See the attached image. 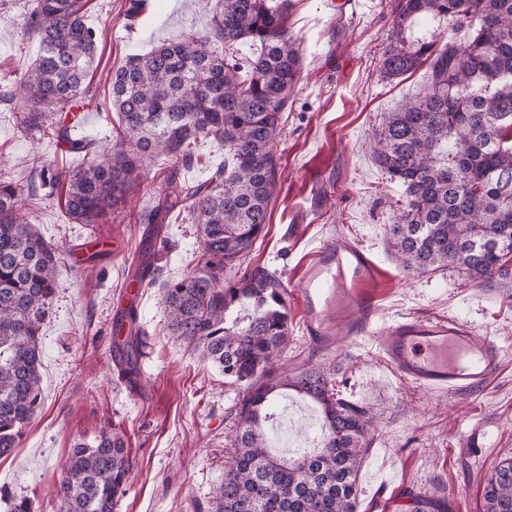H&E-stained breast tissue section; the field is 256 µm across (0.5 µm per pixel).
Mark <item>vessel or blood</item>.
<instances>
[{"label": "vessel or blood", "mask_w": 512, "mask_h": 512, "mask_svg": "<svg viewBox=\"0 0 512 512\" xmlns=\"http://www.w3.org/2000/svg\"><path fill=\"white\" fill-rule=\"evenodd\" d=\"M380 269L353 242H320L306 266L297 299L305 331L322 350L370 334L380 314ZM382 361L404 379L432 392L457 393L484 385L500 369L502 349L477 340L453 316L407 314L395 318L378 344Z\"/></svg>", "instance_id": "b4317fda"}]
</instances>
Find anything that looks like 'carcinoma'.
Segmentation results:
<instances>
[{
    "label": "carcinoma",
    "mask_w": 512,
    "mask_h": 512,
    "mask_svg": "<svg viewBox=\"0 0 512 512\" xmlns=\"http://www.w3.org/2000/svg\"><path fill=\"white\" fill-rule=\"evenodd\" d=\"M391 45L383 66L399 77L425 65L423 95L384 119L374 146L377 165L399 183L406 205L388 225L390 249L407 272L451 266L477 286L509 274L512 255V0H394ZM85 0H32L23 36L39 55L19 87L21 124L70 144L90 160L75 170L43 171L45 196L64 190L78 224L125 203L146 162L173 163L166 188L149 201L146 224L187 213L201 238L192 271L164 288L173 333L199 348L224 377L244 386L235 407L234 453L207 512H356L358 474L370 448L371 410L340 396L323 368L288 373L277 366L288 346V291L263 268L223 281L224 267L266 234L276 187L274 143L295 92L300 55L288 35L292 0H219L209 30L131 55L96 102L113 112L119 133L103 154L71 138L87 100L98 31L84 21ZM465 29L462 45L408 40L421 20ZM254 47L244 65L237 46ZM209 138L224 164L190 186L178 177L192 146ZM33 189L0 180V457L17 447L42 401L41 324L59 284L57 251L19 214ZM150 253L128 267L159 270ZM144 330L113 322L123 371L139 374ZM292 391L317 407L318 443L303 453L269 452L272 401ZM134 459L122 434L103 431L71 448L58 490L60 512H115ZM7 512H34L33 502L3 490ZM412 512H448L442 499L416 497ZM483 512H512V459L499 462L483 488Z\"/></svg>",
    "instance_id": "obj_1"
}]
</instances>
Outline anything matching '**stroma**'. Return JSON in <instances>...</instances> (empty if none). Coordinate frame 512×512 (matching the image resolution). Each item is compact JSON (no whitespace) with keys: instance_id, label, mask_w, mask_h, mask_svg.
<instances>
[{"instance_id":"35a3bbf8","label":"stroma","mask_w":512,"mask_h":512,"mask_svg":"<svg viewBox=\"0 0 512 512\" xmlns=\"http://www.w3.org/2000/svg\"><path fill=\"white\" fill-rule=\"evenodd\" d=\"M290 33L301 51L297 90L283 113L276 142L278 183L268 210L267 236L225 278L261 267L288 290L299 288L313 246L344 240L367 248L381 269V324L411 314L456 316L476 338L503 348L501 368L486 385L441 394L395 375L371 340L328 353L315 351L303 315L292 307L283 366L331 371L342 397L371 407L377 429L359 476L358 512H410L418 496L445 497L450 512H481L483 486L502 459L512 457V275L477 286L455 269L410 275L395 261L387 226L405 206L403 190L376 164L372 142L385 113L424 89L427 68L387 77L390 0H292ZM216 0H89L85 22L99 32L89 78L91 106L76 134L111 147L117 125L94 102L111 90L128 56L175 42L210 26ZM31 0H0V177L41 185L32 152L55 168L72 169L81 156L65 144L24 130L10 95L37 55L23 29ZM168 161L145 171L144 190H132L118 211L96 224L72 223L63 192L26 218L59 257L61 288L42 326L43 404L11 455L0 458V488L32 500L35 512H57V491L71 448L116 429L137 467L115 512H207L224 478L235 424L231 409L244 387L224 377L197 350L174 336L162 283L194 267L197 226L171 218L159 281L141 288L138 321L146 333L138 390L113 376L112 320L127 306L123 275L150 225L140 212L147 192L165 186Z\"/></svg>"}]
</instances>
